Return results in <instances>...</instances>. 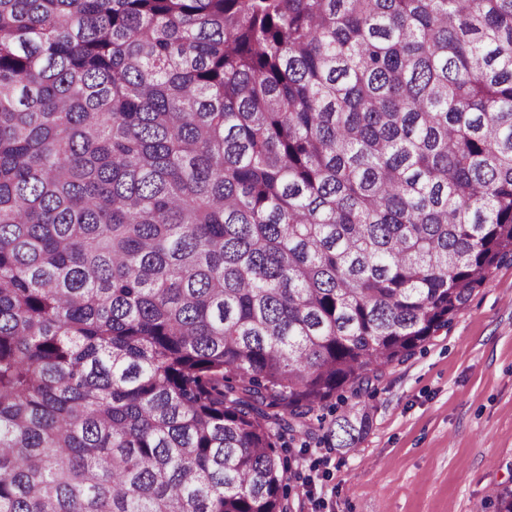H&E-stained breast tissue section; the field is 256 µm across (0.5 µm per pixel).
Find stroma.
<instances>
[{
	"mask_svg": "<svg viewBox=\"0 0 512 512\" xmlns=\"http://www.w3.org/2000/svg\"><path fill=\"white\" fill-rule=\"evenodd\" d=\"M368 403L371 427L350 453L326 438L346 409L335 399L311 436L282 437L292 512H496L512 489V260Z\"/></svg>",
	"mask_w": 512,
	"mask_h": 512,
	"instance_id": "obj_1",
	"label": "stroma"
}]
</instances>
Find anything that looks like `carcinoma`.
Here are the masks:
<instances>
[{"label":"carcinoma","instance_id":"1","mask_svg":"<svg viewBox=\"0 0 512 512\" xmlns=\"http://www.w3.org/2000/svg\"><path fill=\"white\" fill-rule=\"evenodd\" d=\"M509 257L512 0H0V512H288Z\"/></svg>","mask_w":512,"mask_h":512}]
</instances>
